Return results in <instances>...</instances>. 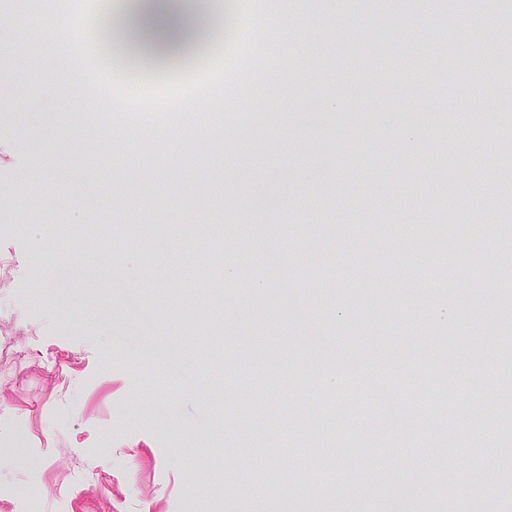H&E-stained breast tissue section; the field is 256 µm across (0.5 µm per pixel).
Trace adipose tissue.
<instances>
[{
    "instance_id": "adipose-tissue-1",
    "label": "adipose tissue",
    "mask_w": 512,
    "mask_h": 512,
    "mask_svg": "<svg viewBox=\"0 0 512 512\" xmlns=\"http://www.w3.org/2000/svg\"><path fill=\"white\" fill-rule=\"evenodd\" d=\"M226 10V0H100L97 56L131 73H169L217 46Z\"/></svg>"
}]
</instances>
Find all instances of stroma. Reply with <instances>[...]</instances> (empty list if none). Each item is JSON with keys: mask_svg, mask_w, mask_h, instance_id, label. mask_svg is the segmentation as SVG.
Returning <instances> with one entry per match:
<instances>
[{"mask_svg": "<svg viewBox=\"0 0 512 512\" xmlns=\"http://www.w3.org/2000/svg\"><path fill=\"white\" fill-rule=\"evenodd\" d=\"M238 8L276 36L270 103L240 95L270 62L239 42L214 60L217 126L119 144L67 92L88 89L82 63L13 69L55 50L0 0V512H512V419L451 438L488 450L474 478L459 455L437 466L432 427L442 392L461 413L502 398L512 224L486 185L512 179L493 136L512 97L477 85L476 140L423 76L412 45L446 0ZM459 210L493 272L477 288L453 257Z\"/></svg>", "mask_w": 512, "mask_h": 512, "instance_id": "35a3bbf8", "label": "stroma"}]
</instances>
